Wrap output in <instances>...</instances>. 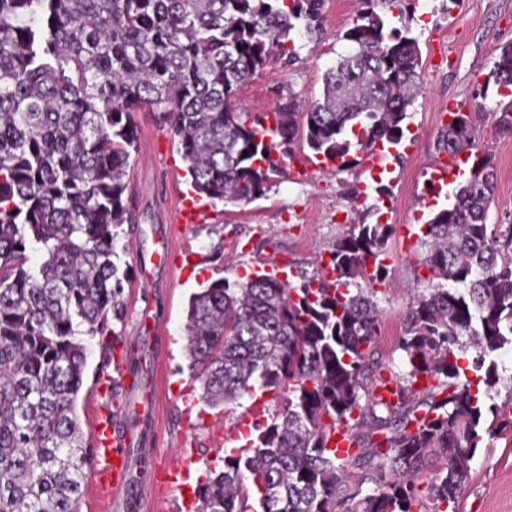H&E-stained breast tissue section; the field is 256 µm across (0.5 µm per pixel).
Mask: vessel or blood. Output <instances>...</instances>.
Listing matches in <instances>:
<instances>
[{
	"instance_id": "1",
	"label": "vessel or blood",
	"mask_w": 512,
	"mask_h": 512,
	"mask_svg": "<svg viewBox=\"0 0 512 512\" xmlns=\"http://www.w3.org/2000/svg\"><path fill=\"white\" fill-rule=\"evenodd\" d=\"M468 162L467 155L435 168L432 183L436 192H443L448 183L460 177ZM91 445V470L93 482L105 495L123 493L129 484V443L116 417L96 413L89 433Z\"/></svg>"
}]
</instances>
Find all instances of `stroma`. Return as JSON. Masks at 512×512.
Segmentation results:
<instances>
[{
    "label": "stroma",
    "instance_id": "obj_1",
    "mask_svg": "<svg viewBox=\"0 0 512 512\" xmlns=\"http://www.w3.org/2000/svg\"><path fill=\"white\" fill-rule=\"evenodd\" d=\"M363 6V0H327L323 37L297 38L296 60L270 61L239 90L241 106L265 112L287 94L308 103L320 98L325 71L350 49L342 34ZM390 14L418 39L422 66L398 154L380 179L372 178L365 152L352 153L341 170L321 164L299 142L265 197L248 204L213 201L201 223L186 226L176 221L190 190L186 165L159 113H137L138 149L124 177V200L135 221L121 226L116 243L124 316L111 323L126 376L114 381L107 398L131 439L130 482L123 495L104 500L85 480L81 512H154L158 497L163 512H186L185 493L164 483L165 469L180 453L194 451L191 483L201 484L211 471L223 470L230 449L245 443L239 426L255 402H263L268 417L279 407L281 396L270 390L217 407L201 402L185 351V325L191 295L214 280L274 273L296 282L320 271L332 244L354 225H393L389 278L376 296L382 310L378 352L393 372H404L395 344L413 299L417 233L448 204L431 188L442 162L433 150L442 103L474 114L476 143L491 154L497 175L489 221H512V137L498 133L495 116L482 106L496 100V90L478 96L501 47L512 43V0H413L411 9ZM84 342L88 359L77 411L87 431L102 352L98 337ZM469 468L458 512H512V427L484 437Z\"/></svg>",
    "mask_w": 512,
    "mask_h": 512
}]
</instances>
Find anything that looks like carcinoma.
<instances>
[{"label":"carcinoma","instance_id":"obj_1","mask_svg":"<svg viewBox=\"0 0 512 512\" xmlns=\"http://www.w3.org/2000/svg\"><path fill=\"white\" fill-rule=\"evenodd\" d=\"M393 2L365 0L342 35L352 50L306 111L290 98L256 113L238 90L271 59L295 60V36H322L326 0H0V512H79V336H108L123 318L112 256L133 222L124 176L136 113L165 114L198 195L239 204L266 196L298 139L344 163L355 148L395 145L421 50L377 9ZM490 78L500 99L487 110L512 136V44ZM473 143L471 113L456 111L433 148L455 157ZM496 179L490 155L475 156L422 228L427 275L397 340L406 370L390 375L389 401L370 372L393 225L337 239L333 282L261 274L192 296L185 349L201 399L283 393L271 422L199 485L200 512H254L251 490L259 512H457L483 414H498L489 391L461 377L482 371L492 387L494 356L512 346V222L487 223ZM29 250L41 254L34 267ZM340 426L354 442L343 459L329 447ZM351 467L363 470L355 483Z\"/></svg>","mask_w":512,"mask_h":512}]
</instances>
